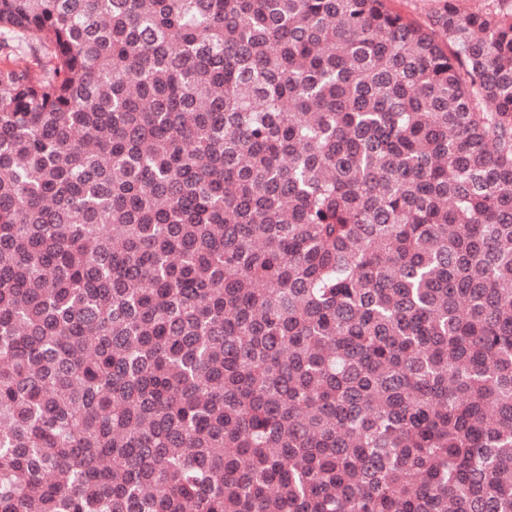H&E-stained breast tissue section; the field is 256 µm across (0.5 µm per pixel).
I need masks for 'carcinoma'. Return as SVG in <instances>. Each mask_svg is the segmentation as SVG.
Segmentation results:
<instances>
[{
  "label": "carcinoma",
  "mask_w": 512,
  "mask_h": 512,
  "mask_svg": "<svg viewBox=\"0 0 512 512\" xmlns=\"http://www.w3.org/2000/svg\"><path fill=\"white\" fill-rule=\"evenodd\" d=\"M0 512H512V0H0ZM395 10L409 19L422 22L438 5L437 0H393Z\"/></svg>",
  "instance_id": "cac0c4a2"
}]
</instances>
